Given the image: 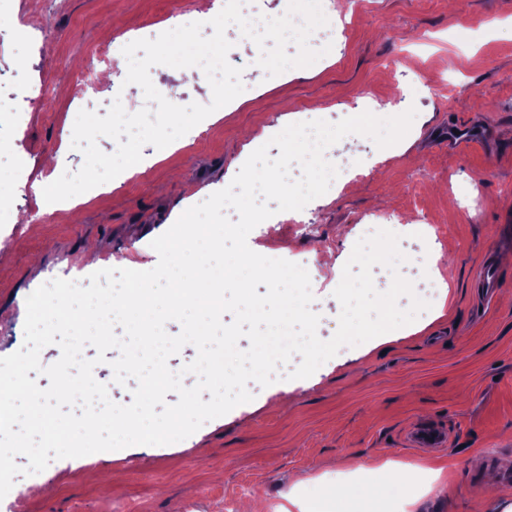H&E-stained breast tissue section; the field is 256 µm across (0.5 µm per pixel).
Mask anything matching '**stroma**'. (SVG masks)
Instances as JSON below:
<instances>
[{"instance_id": "1", "label": "stroma", "mask_w": 512, "mask_h": 512, "mask_svg": "<svg viewBox=\"0 0 512 512\" xmlns=\"http://www.w3.org/2000/svg\"><path fill=\"white\" fill-rule=\"evenodd\" d=\"M329 19L308 44L324 55L306 68L270 77L260 51L237 26L228 60L242 68L248 99L222 107L197 126L198 144L144 146L137 173L117 176L69 202L43 207L24 194L16 170L56 180L84 157L71 139L73 100L84 74L100 78L87 110L106 115L114 99L127 112L146 105L126 84L127 61H98L102 42L122 50L130 38H155L173 14L196 15L199 0H5L0 16V104L25 109L22 129L0 121V226L12 247L0 253V357L24 343L21 309L42 283L64 270L90 269L87 252L124 258L138 270L158 262L150 243L183 213L223 189L245 144L269 142L282 115L331 123L359 115L360 95H402L415 108L414 131L378 148L349 135L326 159L339 174L333 199L306 206L315 231L305 236L279 214L269 233L252 230L249 247L303 264L319 315L317 335L331 339L341 311L325 259L345 265L371 213L424 214L438 234L396 227L406 260L398 275L414 288L448 274L442 311L427 310L382 348L343 347L312 375L310 389L280 380L251 402L206 422L188 439L98 452L93 463L57 459L34 477L15 476L0 512H240L245 502L290 503L291 512H472L476 500L512 503L511 489L472 478L485 457L512 459V37L491 33L512 18V0H321ZM160 92L209 104L200 67L153 66ZM498 267L493 302L477 301L474 279L486 258ZM394 274V275H397ZM393 274L373 277L387 291ZM432 421L446 429L447 451L411 448L406 435ZM349 489L336 497L337 485ZM377 495H368V488Z\"/></svg>"}]
</instances>
